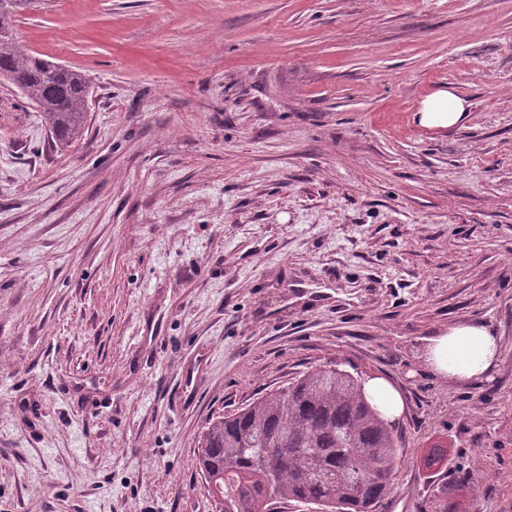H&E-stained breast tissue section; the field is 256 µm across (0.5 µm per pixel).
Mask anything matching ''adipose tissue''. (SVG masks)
<instances>
[{
    "label": "adipose tissue",
    "mask_w": 512,
    "mask_h": 512,
    "mask_svg": "<svg viewBox=\"0 0 512 512\" xmlns=\"http://www.w3.org/2000/svg\"><path fill=\"white\" fill-rule=\"evenodd\" d=\"M467 101L454 90H439L421 104L419 122L430 128H453L462 125L468 116ZM497 336L482 325L450 328L433 339L425 353V365L436 376L465 382L493 369L499 361Z\"/></svg>",
    "instance_id": "1"
}]
</instances>
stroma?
Segmentation results:
<instances>
[{
	"mask_svg": "<svg viewBox=\"0 0 512 512\" xmlns=\"http://www.w3.org/2000/svg\"><path fill=\"white\" fill-rule=\"evenodd\" d=\"M17 33L92 91L62 144L0 85V512H211L209 424L324 365L404 399L375 512H512V0H41ZM448 88L466 122L422 126ZM469 324L497 365L430 373ZM431 342L425 352V365L433 374L449 381L478 378L499 361V339L482 325L453 327Z\"/></svg>",
	"mask_w": 512,
	"mask_h": 512,
	"instance_id": "1",
	"label": "stroma"
}]
</instances>
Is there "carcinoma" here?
Here are the masks:
<instances>
[{
	"label": "carcinoma",
	"instance_id": "cac0c4a2",
	"mask_svg": "<svg viewBox=\"0 0 512 512\" xmlns=\"http://www.w3.org/2000/svg\"><path fill=\"white\" fill-rule=\"evenodd\" d=\"M35 0H0V80L33 104L60 141L81 137L91 80L16 36ZM400 439L363 382L333 366L308 370L209 424L197 450L212 512H374L399 463Z\"/></svg>",
	"mask_w": 512,
	"mask_h": 512
}]
</instances>
